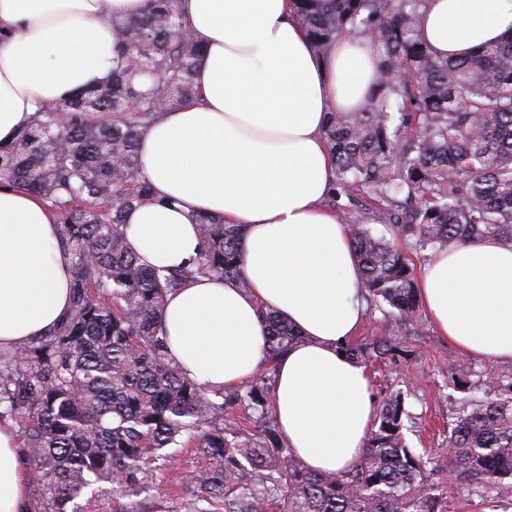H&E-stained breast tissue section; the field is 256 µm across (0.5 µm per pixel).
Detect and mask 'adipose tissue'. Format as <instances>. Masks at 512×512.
I'll return each instance as SVG.
<instances>
[{"label":"adipose tissue","mask_w":512,"mask_h":512,"mask_svg":"<svg viewBox=\"0 0 512 512\" xmlns=\"http://www.w3.org/2000/svg\"><path fill=\"white\" fill-rule=\"evenodd\" d=\"M201 47L195 99L140 137L154 203L126 215L141 264L178 269L198 257L197 215L244 225L239 288L196 276L170 292L161 323L169 354L211 391L265 365L274 312L301 339L276 362L272 413L291 453L314 473L351 472L376 418L364 364L345 346L364 303L348 227L325 201L336 177L326 139L333 112L367 102L378 57L367 39L314 50L292 0H180ZM147 0H0V146L43 104L112 74L113 18ZM421 38L439 57L472 56L512 38V0H429ZM71 254L57 214L24 187L0 185V346L48 335L68 316ZM420 304L465 354L512 361V245L474 239L430 254ZM28 467L0 426V512H26Z\"/></svg>","instance_id":"obj_1"}]
</instances>
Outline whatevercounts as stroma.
Returning a JSON list of instances; mask_svg holds the SVG:
<instances>
[{
  "label": "stroma",
  "instance_id": "35a3bbf8",
  "mask_svg": "<svg viewBox=\"0 0 512 512\" xmlns=\"http://www.w3.org/2000/svg\"><path fill=\"white\" fill-rule=\"evenodd\" d=\"M400 341L402 351L396 363H368L372 396L383 404L401 395L407 415L405 434L417 454L441 459L448 445V425L461 410L457 369L470 363L481 380L512 376V363L491 358L467 359L456 347L439 336L428 318L411 327L375 307L366 310L365 322L355 339L362 345L376 337ZM166 465L156 466L151 492L137 498L140 512H205L207 504L197 496L195 484L203 465L193 448H173ZM448 490V512H512V505L494 500L484 490L439 475Z\"/></svg>",
  "mask_w": 512,
  "mask_h": 512
}]
</instances>
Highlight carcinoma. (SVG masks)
<instances>
[{
  "instance_id": "carcinoma-1",
  "label": "carcinoma",
  "mask_w": 512,
  "mask_h": 512,
  "mask_svg": "<svg viewBox=\"0 0 512 512\" xmlns=\"http://www.w3.org/2000/svg\"><path fill=\"white\" fill-rule=\"evenodd\" d=\"M427 0H294L313 47L360 34L380 57L381 91L361 112L333 113L325 130L336 161L331 195L372 193L371 223L353 224L361 292L415 325L420 304L411 255L473 238L512 244V40L466 59L436 56L419 35ZM122 53L103 84L42 105L8 147L0 184L51 203L72 256V309L46 336L0 348V425L22 427L41 479L29 512H68L92 485L133 498L153 483L149 464L183 436L205 461L198 486L207 512H448L433 480L442 467L406 444L400 396L376 414L364 456L347 475L314 474L270 426L272 368L213 392L168 358L160 317L169 292L196 275L248 287L243 225L198 218L202 248L192 268L162 271L129 251L125 214L153 202L138 139L161 113L195 95L200 48L178 0H148L133 21L115 19ZM130 103L133 112L126 111ZM66 120L58 123V109ZM394 228L399 246L374 227ZM268 361L300 337L274 312ZM356 359L396 362L388 337L346 347ZM449 471L484 491L512 495V378L486 384L448 425Z\"/></svg>"
}]
</instances>
